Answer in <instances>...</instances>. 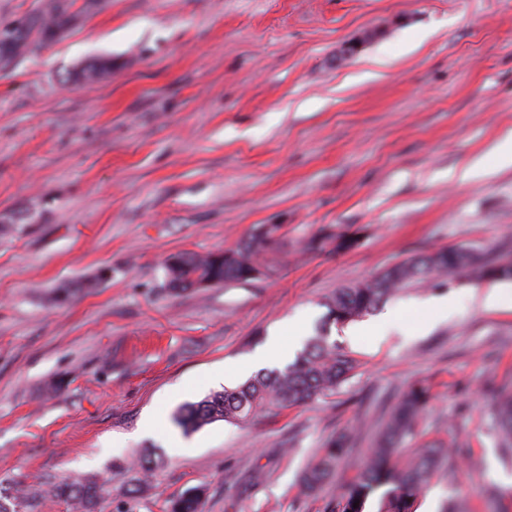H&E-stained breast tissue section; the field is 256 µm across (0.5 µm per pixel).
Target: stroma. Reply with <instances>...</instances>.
Masks as SVG:
<instances>
[{"label": "stroma", "mask_w": 512, "mask_h": 512, "mask_svg": "<svg viewBox=\"0 0 512 512\" xmlns=\"http://www.w3.org/2000/svg\"><path fill=\"white\" fill-rule=\"evenodd\" d=\"M373 27L384 36L337 63ZM100 56L106 79L61 86ZM511 133L512 0H101L0 69V485L29 493L26 512H70L50 487L85 475L104 485L97 512H167L200 485L205 512H342L382 417L422 383L432 399L400 461L434 439L470 447L418 512L458 495L468 512L512 504L489 427L512 392L510 280L499 309L481 304L486 281L409 288L369 315L381 342L330 327L359 367L325 401L190 433L173 421L239 385L220 374L248 365L255 333L315 330L336 288L442 247L512 257V166L494 154ZM476 160L490 175L453 178ZM257 224L281 227L271 275L166 287L169 256L236 246ZM354 230L352 250L307 248ZM444 296L447 319L425 324L421 301ZM354 424L332 480L304 492L300 471ZM148 451L159 466L130 493Z\"/></svg>", "instance_id": "stroma-1"}]
</instances>
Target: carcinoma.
I'll return each instance as SVG.
<instances>
[{"label":"carcinoma","instance_id":"carcinoma-1","mask_svg":"<svg viewBox=\"0 0 512 512\" xmlns=\"http://www.w3.org/2000/svg\"><path fill=\"white\" fill-rule=\"evenodd\" d=\"M77 4V0H44L34 13L9 22L23 36L10 47L11 58L0 59L3 69L16 65L53 44L51 32ZM0 23V28L5 26ZM112 73V59H93L61 78L67 85L72 75L84 84L94 83ZM280 225L257 226L248 240L227 252H181L166 263V285L173 291H187L200 284L247 283L266 276L271 266L264 255L278 241ZM458 276L470 281L512 279V266L501 265L490 254L473 253L467 247L443 248L393 264L372 278L343 286L325 303L323 324L347 325L374 313L383 303L404 289L424 284H446ZM358 360L352 352L329 340L319 331L304 343L293 361L283 367L264 368L234 388L215 391L197 401L183 404L174 422L186 432L198 431L217 421L247 424L257 415L273 409H287L330 398L338 394L356 374ZM431 395L421 384L411 386L391 410L371 461L346 487L343 512H365L376 497L377 512H415V503L430 478L440 471L464 441H434L416 458L400 463L398 449L415 436ZM491 429L498 439L501 458L512 462V393L499 394L493 401ZM355 432L348 429L325 443L323 454L300 474L307 492L321 489L345 458ZM101 487L94 478H83L53 487L55 496L76 512H96ZM207 489L198 486L169 501L168 512H204Z\"/></svg>","mask_w":512,"mask_h":512}]
</instances>
